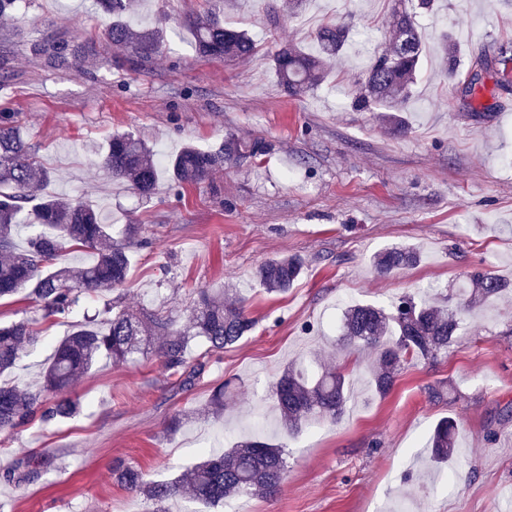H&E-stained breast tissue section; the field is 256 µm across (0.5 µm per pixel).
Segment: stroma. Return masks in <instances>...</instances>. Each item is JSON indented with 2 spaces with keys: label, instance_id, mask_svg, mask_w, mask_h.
I'll return each instance as SVG.
<instances>
[{
  "label": "stroma",
  "instance_id": "35a3bbf8",
  "mask_svg": "<svg viewBox=\"0 0 512 512\" xmlns=\"http://www.w3.org/2000/svg\"><path fill=\"white\" fill-rule=\"evenodd\" d=\"M131 25L164 28L167 42L142 70L122 56L83 71L40 67L26 43L55 32L103 38L107 20L95 0H22L0 19L8 78L0 77V113H14L40 163L54 177L49 194L98 206L116 224H137L129 283L119 290L130 310L149 306L184 324L197 290L230 289L255 319L254 329L223 353L193 344L189 364H203L195 383L170 378L156 353L115 366L101 361L71 394L82 410L43 423L33 419L0 435V470L13 460L47 456L52 465L31 484L0 477V512H143L139 494L118 485L112 463L123 459L152 480H170L203 450L260 436L286 446L288 474L274 497L245 496L250 512H504L512 507V294L461 322L446 356L415 359L392 392L374 393V356L338 344L343 309L354 302L391 305L428 291L445 301L470 267L512 281V84L497 87L512 60V0H438L416 23L427 44L449 35L461 68L493 59L473 96L435 53L403 105L407 134L394 136L380 110H357L368 64V37L384 36L397 0H133ZM210 12L248 29L256 57L225 63L198 55L182 25ZM353 23L346 57L327 60V80L291 97L277 86L266 55L288 42L309 50L325 23ZM146 139L171 158L189 142L218 149L225 139L259 138L268 150L251 163L228 164L202 185L162 175L141 199L112 180L101 151L115 132ZM393 244L417 246L420 264L387 276L371 259ZM297 254L306 261L286 295L266 294L254 279L265 260ZM83 301L69 323L38 321L12 378L34 382L70 323L93 315ZM309 372L339 366L353 397L340 421H315L288 434L271 385L283 366ZM237 387L220 417L201 415L214 386ZM450 399L435 401L433 387ZM178 430H170L174 416ZM446 416L459 425L456 457L437 467L423 453Z\"/></svg>",
  "mask_w": 512,
  "mask_h": 512
}]
</instances>
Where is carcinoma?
<instances>
[{
    "instance_id": "obj_1",
    "label": "carcinoma",
    "mask_w": 512,
    "mask_h": 512,
    "mask_svg": "<svg viewBox=\"0 0 512 512\" xmlns=\"http://www.w3.org/2000/svg\"><path fill=\"white\" fill-rule=\"evenodd\" d=\"M110 18L105 39L109 50L124 53L134 66H145L160 52L165 41L159 28H134L127 20L132 0H96ZM185 26L191 32L196 53L233 61L250 59L258 48L244 30L226 26L217 18L190 16ZM389 26L392 43L375 55L366 70L364 88L355 98L360 110L381 106L394 113L399 103L410 97L425 51L414 18L404 9L394 10ZM315 51L285 44L270 56L269 65L283 91L302 96L318 88L326 77L323 62L343 54L349 46L350 28L325 24L314 36ZM27 52L43 68L67 74L76 72L97 55L96 41L71 36L38 37L27 44ZM488 69L485 55L471 59L466 74L459 79L471 95ZM266 152L259 138H228L217 151L194 145L184 146L170 158L166 168L154 159L148 144L132 133L116 134L107 143L103 164L112 176L123 180L147 199L154 193L162 171L179 184H202L228 163L255 160ZM52 179L31 151L18 121L0 113V300L20 292L28 293L44 319L68 316L82 298H104L109 317L98 324L92 320L74 328L57 344L34 386L0 379V433H11L34 416L44 422L72 417L80 412V401L68 396L75 380L90 372L106 356L120 365L128 361L151 339L159 340L158 353L169 375L181 386L189 385L197 372L188 368L187 349L196 339L209 350L235 345L254 326L241 301L222 291L202 289L186 323L175 326L159 310L130 311L109 295L129 280L133 255L130 245L138 241L140 225L124 224L120 239L114 225L105 223L100 211L81 201H64L51 195L36 196ZM38 203L29 206L33 199ZM38 226L18 247L19 226ZM66 249H79L92 256L80 267L59 263ZM421 261L413 245L387 247L378 252L373 264L380 274L411 267ZM303 259L298 255L273 258L258 267L255 276L265 292L283 294L301 275ZM466 286L457 302L446 307L420 294L406 295L385 308L372 303L353 304L345 310L340 327L342 346L371 349L375 365L370 370L374 392L384 397L395 384L408 360H436L457 342L463 312L498 298L512 290V284L485 268L465 275ZM33 324L18 321L0 326V376L18 366L25 350L34 343ZM281 419L290 433L313 419L338 420L350 397L346 375L341 370L322 369L311 378L306 370L289 366L272 386ZM204 412L224 413V385L213 391ZM457 424L443 418L434 426L426 448L432 460L445 465L457 448ZM43 458L18 460L4 476L8 482L29 483L47 467ZM118 483L143 496L148 512H168L169 501L189 499L217 506L240 495L273 496L286 479L285 449L260 440H246L222 452H213L185 473L170 481H150L139 469L119 460L112 465Z\"/></svg>"
}]
</instances>
